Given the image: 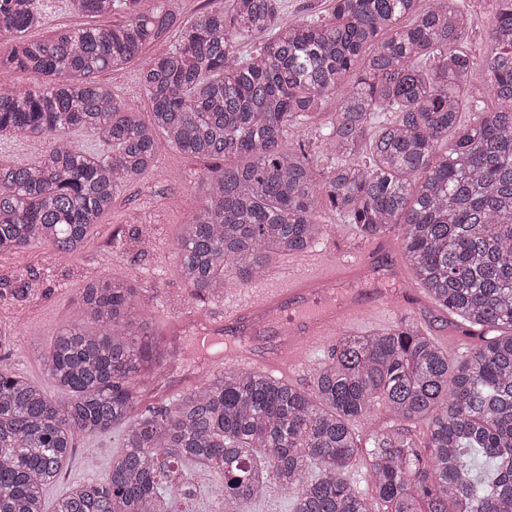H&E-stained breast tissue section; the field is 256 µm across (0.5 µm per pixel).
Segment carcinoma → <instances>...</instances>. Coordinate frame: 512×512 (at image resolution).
Returning <instances> with one entry per match:
<instances>
[{
  "label": "carcinoma",
  "instance_id": "obj_1",
  "mask_svg": "<svg viewBox=\"0 0 512 512\" xmlns=\"http://www.w3.org/2000/svg\"><path fill=\"white\" fill-rule=\"evenodd\" d=\"M69 2L125 19L31 40L38 5L0 0V66L43 79L0 86V133L47 143L33 164L0 166V253L46 244L73 259L163 139L192 159L232 161L206 177L177 237L193 291L217 293L229 274L247 285L306 251L330 230L328 210L366 239L397 233L425 293L481 328L482 343L454 366L403 317L337 336L307 388L227 367L138 414L166 340L139 316L135 289L94 275L84 319L44 353L52 389L0 369V512H161L185 462L223 472L222 512H248L272 482L293 512H512V0H496L481 60L461 0H333L329 20L289 24L283 0H209L184 24L167 0ZM158 39L170 43L141 70L145 124L94 76ZM477 64L490 73L488 109L465 97ZM332 95L321 143L335 164L321 168L290 140ZM376 112L389 116L372 133ZM76 130L105 151L72 147ZM379 407L395 428L365 449L351 422ZM419 420L421 439L405 427ZM111 430L125 451L107 481L76 484L46 510L76 439ZM364 458L369 498L347 477Z\"/></svg>",
  "mask_w": 512,
  "mask_h": 512
}]
</instances>
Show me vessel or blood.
I'll return each mask as SVG.
<instances>
[{"label": "vessel or blood", "mask_w": 512, "mask_h": 512, "mask_svg": "<svg viewBox=\"0 0 512 512\" xmlns=\"http://www.w3.org/2000/svg\"><path fill=\"white\" fill-rule=\"evenodd\" d=\"M373 261L369 252L353 261L329 265L320 254L309 253L291 258L297 273L281 277L270 272L241 289L224 303L225 327L254 329L286 305L296 308L299 315L291 321L286 345L278 356H264L246 347L225 352V364L247 372L296 370L307 350L328 347L338 333L355 330L388 302L409 306L410 297L403 291L382 292L369 300L359 291L347 289V282L361 276Z\"/></svg>", "instance_id": "obj_1"}]
</instances>
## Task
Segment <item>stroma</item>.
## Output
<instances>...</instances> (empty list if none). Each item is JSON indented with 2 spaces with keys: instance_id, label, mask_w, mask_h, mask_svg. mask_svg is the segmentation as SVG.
I'll return each instance as SVG.
<instances>
[{
  "instance_id": "35a3bbf8",
  "label": "stroma",
  "mask_w": 512,
  "mask_h": 512,
  "mask_svg": "<svg viewBox=\"0 0 512 512\" xmlns=\"http://www.w3.org/2000/svg\"><path fill=\"white\" fill-rule=\"evenodd\" d=\"M463 4L470 18L467 47L479 58L491 48L495 0H463ZM43 9L45 23L29 31L30 39L45 38L60 28H107L122 18L118 11L97 16L78 14L69 10L65 0H46ZM142 66V61L135 60L123 69L100 73L99 79L147 122L151 104L138 83ZM221 166V161L191 159L161 145L154 168L115 195L111 210L101 217L84 250L69 263L59 264L52 250L43 245L0 254V332L13 338L12 344L0 348V368L45 383L42 356L58 330L83 319L81 292L87 272L96 271L137 288L147 299L144 319L154 322L157 331L169 337L172 351L159 378L161 393L203 382L198 364L184 360L179 349L193 346L200 321L223 315L224 296L193 294L179 274L175 244L181 225L189 223L195 211L206 175ZM322 219L331 229L316 249L328 258H348L369 248V241L359 238L353 225L338 215L326 212ZM134 229L151 238L150 253H140L131 242L129 234ZM22 276L39 278L42 288L24 297L16 295L15 281ZM414 317L427 320L436 330V339L447 348L451 363L463 358L453 348L455 339H462L469 350L480 342L479 337L463 336L460 319L436 304L421 305ZM121 451L122 434L118 431L97 435L88 444L77 441L60 478L47 488L46 499L54 500L78 482L106 480L113 456ZM188 475L193 494L176 499L175 512H212V495L223 481L221 474L193 464Z\"/></svg>"
}]
</instances>
